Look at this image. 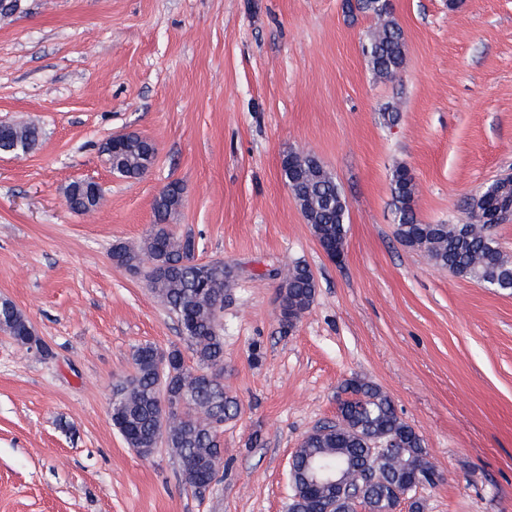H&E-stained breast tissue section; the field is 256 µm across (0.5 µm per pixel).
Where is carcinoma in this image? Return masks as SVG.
Instances as JSON below:
<instances>
[{
    "label": "carcinoma",
    "instance_id": "1",
    "mask_svg": "<svg viewBox=\"0 0 512 512\" xmlns=\"http://www.w3.org/2000/svg\"><path fill=\"white\" fill-rule=\"evenodd\" d=\"M359 11L379 19L378 26L363 47L373 72L381 78L395 76L405 63V39L391 11L381 12L382 0H358ZM42 136L34 123H19L0 130V153L25 155ZM155 156L154 145L141 137L130 140L123 153L108 158L112 172L137 180L145 175ZM285 180L306 223L318 242L344 246L348 203L336 177L314 155L284 165ZM392 201L397 215L395 236L405 246L424 253L433 264L474 282H487L499 291L512 290V259L501 251L491 228L480 221L490 217L491 204L482 196L471 199V224H423L415 207L414 177L397 165L391 177ZM183 188L169 184L156 198V224L137 244L112 246V261L138 274L144 285L178 319L183 338L191 347L194 367L200 371L174 368V374L161 386L153 361L154 346L145 344L132 354L133 373L117 382L118 400L112 403L113 426L130 448L148 446L160 423L162 401L176 407L175 420L164 440L180 465L185 484L201 493L199 487L213 481L223 457L220 428L224 420L236 416L239 403L224 389V378L217 370L224 365V327L220 312L224 290L236 278L233 264L212 261L209 273L197 263L193 236L178 235L168 224L182 202ZM150 253L154 266H141V256ZM280 278L279 295L288 311L302 317L314 303L317 282L306 265L296 264ZM0 330L31 350L44 341L35 335L28 317L7 300L0 301ZM346 398L339 404V420L313 430L293 454L291 470L297 485V500L289 512H328L331 506L327 488L304 478L307 460L322 461L348 470L351 487L361 492L359 501L342 504V512H356L360 504L367 512H393L394 489L407 484L433 485L439 475L426 462L425 442L398 415L394 402L379 387L361 380L345 382ZM396 437L404 448L402 459L388 463L390 476L372 472L371 444Z\"/></svg>",
    "mask_w": 512,
    "mask_h": 512
}]
</instances>
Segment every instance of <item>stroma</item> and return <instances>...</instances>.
Instances as JSON below:
<instances>
[{"mask_svg":"<svg viewBox=\"0 0 512 512\" xmlns=\"http://www.w3.org/2000/svg\"><path fill=\"white\" fill-rule=\"evenodd\" d=\"M392 4L406 40L392 79L362 51L374 17L343 0H17L0 14V123L42 129L28 154L0 155V299L52 350L0 331V512H288L291 457L354 377L423 437L441 479L415 492L422 512H512V293L403 246L391 193L407 166L419 220L463 224V199L512 171V0ZM121 133L156 145L140 179L101 152ZM295 149L347 199L342 262L284 182ZM77 180L101 187L92 216L65 205ZM173 181L174 230L239 270L221 321L240 412L200 495L169 448L140 456L110 415L136 346L192 355L110 256L149 233ZM296 263L318 288L285 333L270 273Z\"/></svg>","mask_w":512,"mask_h":512,"instance_id":"stroma-1","label":"stroma"}]
</instances>
